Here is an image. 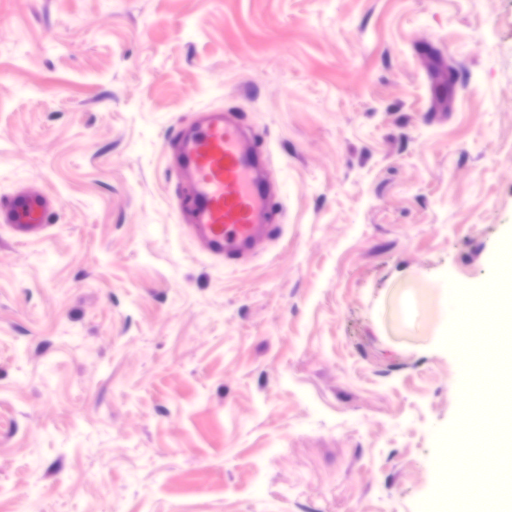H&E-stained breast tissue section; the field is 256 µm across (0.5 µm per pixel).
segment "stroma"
Here are the masks:
<instances>
[{
    "mask_svg": "<svg viewBox=\"0 0 512 512\" xmlns=\"http://www.w3.org/2000/svg\"><path fill=\"white\" fill-rule=\"evenodd\" d=\"M286 185L246 268L175 229L169 135ZM0 512H434L448 285L512 244V0H0ZM55 201L44 193L22 191L0 203V229H6L18 240H34L46 236L50 224L47 214Z\"/></svg>",
    "mask_w": 512,
    "mask_h": 512,
    "instance_id": "1",
    "label": "stroma"
}]
</instances>
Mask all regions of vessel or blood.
Masks as SVG:
<instances>
[{"instance_id": "1", "label": "vessel or blood", "mask_w": 512, "mask_h": 512, "mask_svg": "<svg viewBox=\"0 0 512 512\" xmlns=\"http://www.w3.org/2000/svg\"><path fill=\"white\" fill-rule=\"evenodd\" d=\"M169 166L180 184V234L204 255L246 267L279 230L273 206L280 184L267 176V156L232 112L203 108L168 140ZM55 201L22 191L0 203V228L18 240L46 236Z\"/></svg>"}]
</instances>
